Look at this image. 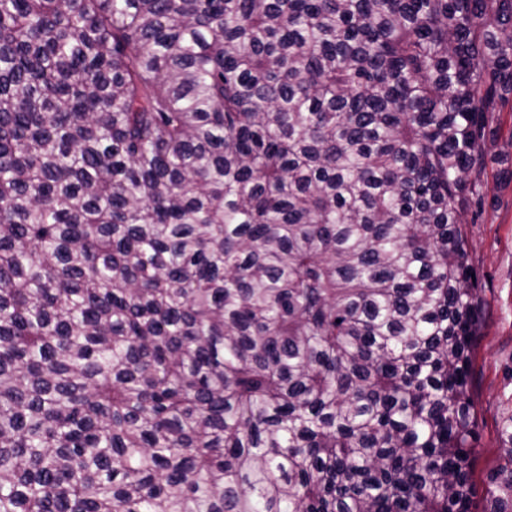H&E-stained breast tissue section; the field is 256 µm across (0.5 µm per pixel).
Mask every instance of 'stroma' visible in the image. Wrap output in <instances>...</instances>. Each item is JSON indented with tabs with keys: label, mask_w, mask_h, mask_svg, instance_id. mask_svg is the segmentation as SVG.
Segmentation results:
<instances>
[{
	"label": "stroma",
	"mask_w": 512,
	"mask_h": 512,
	"mask_svg": "<svg viewBox=\"0 0 512 512\" xmlns=\"http://www.w3.org/2000/svg\"><path fill=\"white\" fill-rule=\"evenodd\" d=\"M496 118L484 198L473 224L466 227L469 259L483 297L468 383L479 425L473 459L479 493L473 512H488L490 507L483 492L497 465L500 422L512 414V99Z\"/></svg>",
	"instance_id": "obj_1"
}]
</instances>
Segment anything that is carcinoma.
Instances as JSON below:
<instances>
[{
  "label": "carcinoma",
  "mask_w": 512,
  "mask_h": 512,
  "mask_svg": "<svg viewBox=\"0 0 512 512\" xmlns=\"http://www.w3.org/2000/svg\"><path fill=\"white\" fill-rule=\"evenodd\" d=\"M508 94L512 0H0V512H471Z\"/></svg>",
  "instance_id": "obj_1"
}]
</instances>
